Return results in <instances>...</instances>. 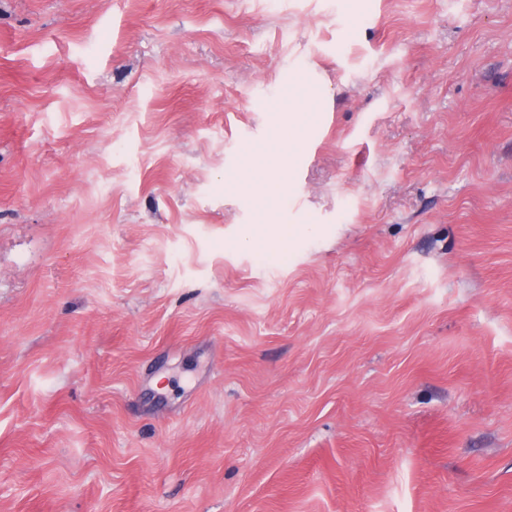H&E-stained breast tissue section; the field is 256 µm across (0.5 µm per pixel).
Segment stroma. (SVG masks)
<instances>
[{
	"instance_id": "obj_1",
	"label": "stroma",
	"mask_w": 512,
	"mask_h": 512,
	"mask_svg": "<svg viewBox=\"0 0 512 512\" xmlns=\"http://www.w3.org/2000/svg\"><path fill=\"white\" fill-rule=\"evenodd\" d=\"M0 512H512V0H0ZM301 139V127L298 124L291 125L289 122L288 137L277 141L270 150L254 154L251 157L250 165L255 171L263 172L271 163L282 165L283 160L294 152ZM303 231L288 224H258L249 227L240 242L262 262L286 261L290 246Z\"/></svg>"
}]
</instances>
